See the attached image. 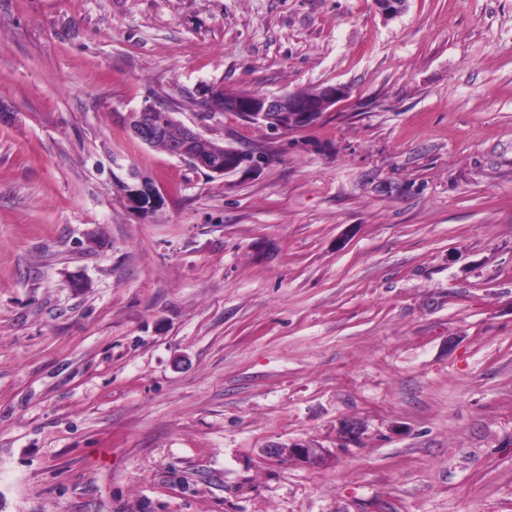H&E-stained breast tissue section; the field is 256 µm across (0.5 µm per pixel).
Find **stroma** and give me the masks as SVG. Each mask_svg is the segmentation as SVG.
<instances>
[{
	"label": "stroma",
	"instance_id": "obj_1",
	"mask_svg": "<svg viewBox=\"0 0 512 512\" xmlns=\"http://www.w3.org/2000/svg\"><path fill=\"white\" fill-rule=\"evenodd\" d=\"M0 104V512H512V0H0ZM348 89L344 85H326L312 94L304 92L268 96L240 94L223 88H208L209 102L219 110L238 112L252 123L264 126L272 135L292 132L314 125L324 112L345 100ZM149 110L154 113H146ZM148 115L152 118H148ZM123 121L134 138L150 147L165 138L168 132L167 138L154 146L166 152L170 144L179 137L178 127L170 126L178 125L181 135L172 144L170 155L188 162L194 169L212 177H225L242 168L256 169L261 164V156L213 142L198 131L179 123L172 113L162 109L150 106L128 112L123 116ZM113 183L126 205L139 213L154 212L163 204V195L156 185L131 166L123 176L113 175ZM264 452L268 458L284 463L294 461L316 466L322 460L321 449L313 447L308 442H293L289 445L275 443L265 448Z\"/></svg>",
	"mask_w": 512,
	"mask_h": 512
}]
</instances>
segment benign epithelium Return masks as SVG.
Instances as JSON below:
<instances>
[{
  "label": "benign epithelium",
  "mask_w": 512,
  "mask_h": 512,
  "mask_svg": "<svg viewBox=\"0 0 512 512\" xmlns=\"http://www.w3.org/2000/svg\"><path fill=\"white\" fill-rule=\"evenodd\" d=\"M206 95L209 102L217 104L219 109L238 112L248 121L264 126L271 134L279 135L314 125L324 112L348 97V89L334 84L323 86L310 95L296 92L243 97L211 87ZM123 121L134 138L150 147L165 138L170 126L176 123L172 113L155 107L128 112ZM179 128L181 135L172 144L170 155L189 163L196 170L212 177H224L242 168L256 169L261 164V157L251 151L218 144L183 124ZM113 183L126 205L139 213H151L163 204V195L156 185L131 166L126 168L124 175L113 176ZM361 435L362 430L357 423L347 422L340 429L341 445L357 443ZM264 452L267 457L284 463L294 461L316 466L322 460L321 449L308 442L275 443Z\"/></svg>",
  "instance_id": "benign-epithelium-1"
}]
</instances>
